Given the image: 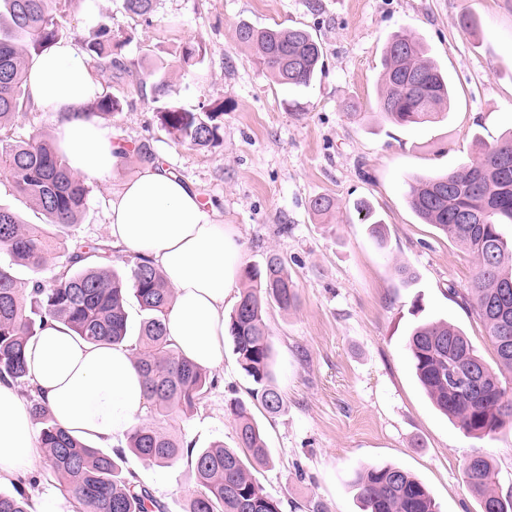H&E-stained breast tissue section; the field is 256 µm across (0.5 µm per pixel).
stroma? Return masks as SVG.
<instances>
[{
    "label": "stroma",
    "mask_w": 512,
    "mask_h": 512,
    "mask_svg": "<svg viewBox=\"0 0 512 512\" xmlns=\"http://www.w3.org/2000/svg\"><path fill=\"white\" fill-rule=\"evenodd\" d=\"M99 21L124 45L120 78L102 66V93L118 96L122 112L107 128L127 150L107 179L89 180L84 210L70 232L77 242L109 241L113 190L144 162L140 144L214 203L235 225L245 262L262 266L270 252L285 260L297 284L296 307L267 306L264 316L282 396L276 415L252 407L270 461L251 464L282 512H363L355 471L394 464L429 489L439 512H478L463 465L488 456L499 487L512 491V427L474 438L438 412L420 386L407 341L423 320H445L471 339L488 363L496 355L483 323L455 296L475 271L473 257L408 205L406 183L447 173L476 159L512 132V0H157L150 16L97 0ZM475 19L464 29L462 15ZM257 27L308 29L323 49L321 71L307 87H289L260 66L234 32ZM420 39L445 72L453 97L432 122L397 126L377 104L382 50L389 38ZM201 61L184 68L185 46ZM165 79L170 105L200 111L223 105L221 141L204 148L173 143L162 130L152 85ZM51 113L25 101L0 134L20 141L55 139ZM336 200L334 217L317 215L312 200ZM368 199L387 240L378 246L353 207ZM408 263L400 281L396 263ZM189 420L146 412L145 421L195 449L238 445L231 400H248L251 380L232 343L224 366ZM126 470L164 512H187L197 489L190 459L158 466L127 453Z\"/></svg>",
    "instance_id": "35a3bbf8"
}]
</instances>
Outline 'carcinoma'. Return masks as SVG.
Listing matches in <instances>:
<instances>
[{
    "label": "carcinoma",
    "mask_w": 512,
    "mask_h": 512,
    "mask_svg": "<svg viewBox=\"0 0 512 512\" xmlns=\"http://www.w3.org/2000/svg\"><path fill=\"white\" fill-rule=\"evenodd\" d=\"M59 0H0V129L14 120L23 104L27 60L31 51L56 43ZM155 0H123L125 11L148 16ZM236 42L252 49L256 62L282 84L308 86L323 64V48L303 28L281 30L241 24ZM89 56L109 59L110 67L125 69L112 57L120 47L112 27L100 25L86 43ZM380 110L401 126L421 124L447 108L448 79L427 56L417 38L393 36L385 45ZM122 110L119 99L104 96L90 115L102 120ZM220 109L202 112L161 106V124L178 145L199 149L215 145L221 126ZM0 170L13 190L46 217L44 224H26L0 206V380L28 383L27 342L44 325H67L90 343L122 344L128 332V297L144 318L143 347L133 357L159 415H188L203 401L211 382L204 369L178 356L167 338L164 316L173 298L161 273L140 259L126 277L97 266L112 248L97 243L74 248L68 228L86 205L84 177L69 168L52 143L37 136L27 141L0 139ZM413 212L447 238L460 243L476 259L477 269L467 288L453 292L483 321L498 359V369L477 354L470 339L453 324L433 321L416 326L408 349L416 377L434 407L476 438L491 437L512 425V394L501 376L512 373V352L502 351L503 328L512 330V246L500 232L512 224V135L486 148L481 156L445 175L415 177L406 193ZM67 255L51 281L40 277L59 255ZM24 266L33 277L21 287L13 267ZM249 283L229 316L227 335L237 362L255 388L250 391L269 415L282 408L273 386L274 357L263 309L268 301L287 309L297 301L296 284L275 254L263 269L247 267ZM458 364L480 370L478 389L459 392L448 387V370ZM31 414L40 424L39 439L46 465L56 485L70 493L77 512H163L162 505L136 477L123 469L125 450L146 461L168 464L183 453L177 440L151 423L127 434V449L104 452L57 426L45 403L30 390ZM239 447L259 463L269 461L267 444L247 406L230 403ZM197 490L188 512H281L280 501L264 491L240 454L219 442L197 452L193 459ZM464 477L478 497L479 512H512V495L498 491V472L478 455L464 464ZM355 486L367 512H437L428 488L405 469L391 464L364 466L355 471ZM0 512H33L22 491L0 492Z\"/></svg>",
    "instance_id": "cac0c4a2"
}]
</instances>
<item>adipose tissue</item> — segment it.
<instances>
[{
	"label": "adipose tissue",
	"instance_id": "ef3b65f1",
	"mask_svg": "<svg viewBox=\"0 0 512 512\" xmlns=\"http://www.w3.org/2000/svg\"><path fill=\"white\" fill-rule=\"evenodd\" d=\"M27 87L35 107L56 115V147L71 167L90 178L109 176L119 148L85 114L99 85L76 44L60 41L33 53ZM108 218L113 247L150 260L172 288L165 326L175 352L204 369L222 366L224 302L244 260L234 225L159 161L113 192ZM26 359L53 418L79 440L111 445L148 409L129 345L92 344L55 323L28 343ZM40 457L26 401L12 382L0 381V484L27 473Z\"/></svg>",
	"mask_w": 512,
	"mask_h": 512
}]
</instances>
